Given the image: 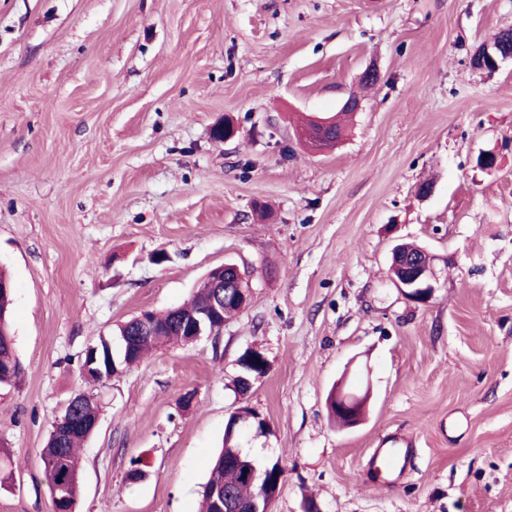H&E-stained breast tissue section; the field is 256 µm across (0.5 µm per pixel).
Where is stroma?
I'll use <instances>...</instances> for the list:
<instances>
[{
  "instance_id": "stroma-1",
  "label": "stroma",
  "mask_w": 512,
  "mask_h": 512,
  "mask_svg": "<svg viewBox=\"0 0 512 512\" xmlns=\"http://www.w3.org/2000/svg\"><path fill=\"white\" fill-rule=\"evenodd\" d=\"M506 27L512 0H0V268L22 364L0 387V512H53L40 450L79 393L100 415L76 512H199L246 406L269 430L245 452L286 469L271 512H512V62L470 63ZM353 95L336 148L296 140ZM224 121L234 136L213 140ZM402 242L432 257L428 301L391 280ZM225 262L251 298L221 333L82 376L99 337ZM249 351L267 370L241 395ZM340 379L371 395L354 428L328 415ZM396 434L416 452L392 480L370 459Z\"/></svg>"
}]
</instances>
